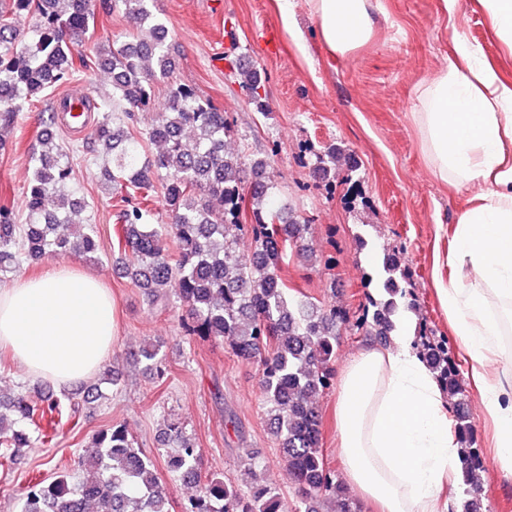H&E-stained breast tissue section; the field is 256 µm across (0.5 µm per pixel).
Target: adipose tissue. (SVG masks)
<instances>
[{"label": "adipose tissue", "instance_id": "adipose-tissue-1", "mask_svg": "<svg viewBox=\"0 0 512 512\" xmlns=\"http://www.w3.org/2000/svg\"><path fill=\"white\" fill-rule=\"evenodd\" d=\"M330 53L345 55L373 32L372 0H307ZM416 121L441 180L472 188L445 258L466 279L435 285L470 362L496 460L512 476V383L490 379V357L512 309V82L483 45L453 34L448 65L418 90ZM115 339L114 304L93 275L54 266L0 288V349L33 378L61 387L85 380ZM451 409L403 314L388 350L368 348L342 369L336 421L344 478L381 512H458L446 489L459 469Z\"/></svg>", "mask_w": 512, "mask_h": 512}]
</instances>
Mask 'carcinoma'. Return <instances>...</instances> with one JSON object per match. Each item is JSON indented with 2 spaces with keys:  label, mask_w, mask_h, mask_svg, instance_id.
I'll return each instance as SVG.
<instances>
[{
  "label": "carcinoma",
  "mask_w": 512,
  "mask_h": 512,
  "mask_svg": "<svg viewBox=\"0 0 512 512\" xmlns=\"http://www.w3.org/2000/svg\"><path fill=\"white\" fill-rule=\"evenodd\" d=\"M149 0H100L112 13L135 21L145 36L117 46H97L96 57L112 70V94L89 101L102 113L93 144L112 154L105 175L119 197L117 243L133 261L130 275L151 306L168 302V288L186 308L184 336L224 340L234 355L260 368L266 415L278 441L281 460L298 485V512H360L336 483L324 460L320 441L322 416L313 398L329 389L332 360L340 331L388 339L400 308L415 312L411 274L401 247L383 251L381 264L366 276L380 292L370 296L363 314L350 321L343 308L322 307L290 295L286 268L295 258L303 266L336 264L335 253L309 247L310 225L286 213L276 198L268 157L245 164L224 150L231 132L224 110L188 85L172 81L175 61L165 42L167 32L148 7ZM26 12L33 24L19 29L15 17ZM95 32L91 0H0V132L14 126L24 105L74 76L72 48ZM229 77L261 113L266 110L265 78L255 68L228 60ZM170 82L160 118L143 131L130 125L136 113L154 107L155 83ZM159 151L151 154L148 147ZM312 177L324 186L336 183L346 160L340 145H309ZM31 177L25 196L26 223H15L13 210L0 207V279L19 262L42 258H93L97 234L81 224L71 235L58 232L74 223L83 203L70 191V150L44 131L30 155ZM163 190L167 221L148 222L151 192ZM251 212V223H243ZM248 242V249L241 248ZM418 350L442 389L453 401V435L460 444L462 512H482V449L474 446L473 425L465 410L467 395L448 338L420 335ZM144 369L162 374L158 347L147 344L129 353ZM102 396L97 388L82 399L40 389L36 398L21 391L0 396V467L9 470L23 449L45 447L64 427L74 430L86 406ZM166 469L171 479L195 488L183 512H282L277 490L254 478L250 492L214 474L204 479L200 449L182 423L171 421L163 432ZM83 478L66 475L27 486L21 512H170L167 489L122 424L94 433L79 457Z\"/></svg>",
  "instance_id": "obj_1"
}]
</instances>
